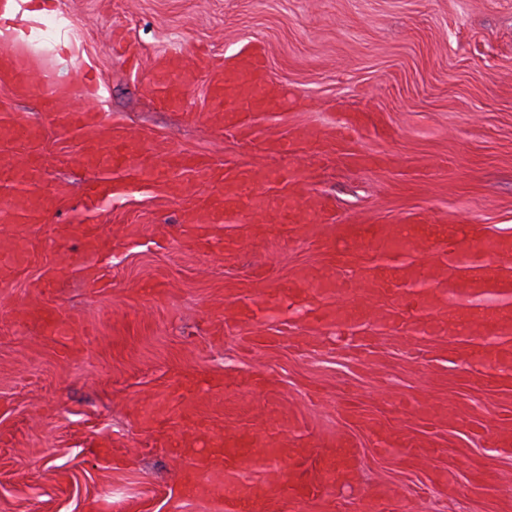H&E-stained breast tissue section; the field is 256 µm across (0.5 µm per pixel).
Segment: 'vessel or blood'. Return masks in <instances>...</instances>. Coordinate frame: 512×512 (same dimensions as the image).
I'll return each instance as SVG.
<instances>
[{
    "label": "vessel or blood",
    "instance_id": "vessel-or-blood-1",
    "mask_svg": "<svg viewBox=\"0 0 512 512\" xmlns=\"http://www.w3.org/2000/svg\"><path fill=\"white\" fill-rule=\"evenodd\" d=\"M50 8L49 0H0V82L18 99L39 92L51 123L77 137L80 160L96 171L83 191L85 218L69 226L67 236L80 238L86 250H97L95 218L130 186L168 192L197 175L206 178L208 190L183 208L181 228L198 243L208 244L210 225L237 224L242 214L260 216L271 205L280 224H303L313 215L326 220L323 201L314 202L308 211L291 200L296 173L280 182L271 203L257 191L258 185L270 180L263 169L224 170L200 155L149 147L140 138L106 125L96 107L78 106L79 96L101 101L103 84L86 70L77 71L74 82L67 84L49 66V58L60 50L44 36L43 13ZM207 76L211 110L224 116L226 132L255 142V114L273 109L259 55L237 54L233 60L209 67ZM194 79V69L180 56H168L156 62L150 90L158 104L171 107ZM40 139L41 128L29 113L0 108L1 224L42 223L59 200L41 189ZM411 221L409 250L401 254L390 253L392 233L387 227L337 229L339 236L355 239L359 249L374 255L373 260L353 267L347 285L364 289L377 315L334 306L325 291L308 279L275 289L268 301L287 309L304 307L308 322L317 330L332 329L340 336L389 330L408 340L447 328L448 312L454 309L473 318L460 338L466 346L465 359L490 375L512 378V238L486 234L479 224L456 223L424 212L414 214ZM422 247L444 266L447 287L427 288L420 283L411 255ZM263 323V304L255 302L239 307L216 329L240 336L245 328L257 329ZM355 455V450L347 448L333 457L317 448H281L272 453L254 439L220 438L209 453L186 458L185 476L202 483L222 512H284L286 504L331 495L337 480L351 470ZM250 472H269L273 478L259 485L247 480Z\"/></svg>",
    "mask_w": 512,
    "mask_h": 512
}]
</instances>
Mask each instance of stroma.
I'll list each match as a JSON object with an SVG mask.
<instances>
[{"label": "stroma", "instance_id": "obj_1", "mask_svg": "<svg viewBox=\"0 0 512 512\" xmlns=\"http://www.w3.org/2000/svg\"><path fill=\"white\" fill-rule=\"evenodd\" d=\"M77 52L62 78L94 68L107 83L108 123L217 165L305 169L297 188L324 198L335 224H394L419 212L512 233V0H57ZM264 51L279 112L260 143L228 137L207 116L201 53ZM197 65L181 107L148 93L158 58ZM359 110L376 123L334 139ZM309 130L319 152H267L264 141ZM78 139L45 128V188L63 198L41 224L8 228L21 261L0 287V512H216L206 492L181 502L184 461L166 439L225 430L285 440L311 428L319 444L346 435L358 450L352 487L300 512H364L390 491L392 512H502L512 503V452L495 447L512 388L482 369L422 367L401 339L371 356L304 322L249 348L214 331L216 318L304 271L326 268L321 224H279L274 212L242 225L230 249H203L177 224L203 178L158 200L133 188L97 226L106 269L84 287L80 240L62 241L79 217L92 170L60 163ZM368 157L353 164L350 153ZM216 226L214 237L232 238ZM59 308L70 333L23 322ZM223 387L191 396L182 380ZM391 435L399 449L380 452ZM459 484L442 492L432 473Z\"/></svg>", "mask_w": 512, "mask_h": 512}]
</instances>
